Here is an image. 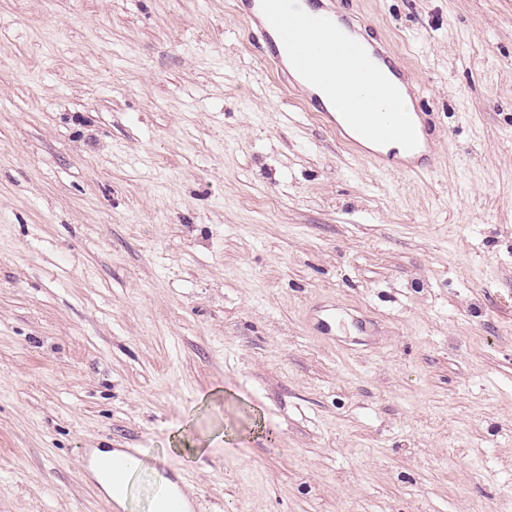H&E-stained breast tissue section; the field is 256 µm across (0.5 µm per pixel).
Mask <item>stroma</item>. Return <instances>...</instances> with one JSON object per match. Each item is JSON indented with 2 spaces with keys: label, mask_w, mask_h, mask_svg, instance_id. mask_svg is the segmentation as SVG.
Here are the masks:
<instances>
[{
  "label": "stroma",
  "mask_w": 512,
  "mask_h": 512,
  "mask_svg": "<svg viewBox=\"0 0 512 512\" xmlns=\"http://www.w3.org/2000/svg\"><path fill=\"white\" fill-rule=\"evenodd\" d=\"M332 2L432 172L342 142L241 0H0V512H112L101 448L201 512H512V0ZM348 48L353 57L361 61L372 75H379V69L374 60L382 62L394 71L398 68L394 60L387 59L384 48L378 43L349 40ZM172 436L178 447L172 450L184 453L188 458L205 453L212 438L210 435L199 434L189 421L179 425ZM145 471L150 473L152 485L161 483L154 489V508L150 505V499L148 501L149 512H152V510L154 512H199L201 510L199 501L186 495L184 490L185 481L180 476L168 473L167 479L171 484H165L162 483L164 478L157 468H142L139 473Z\"/></svg>",
  "instance_id": "stroma-1"
}]
</instances>
